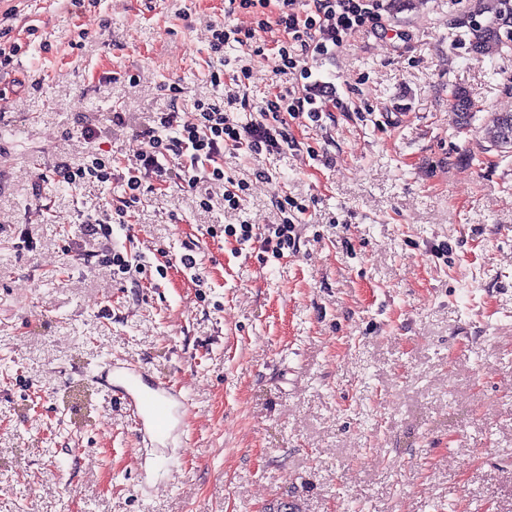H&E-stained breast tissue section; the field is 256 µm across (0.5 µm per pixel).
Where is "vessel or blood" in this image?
Instances as JSON below:
<instances>
[{"label": "vessel or blood", "mask_w": 512, "mask_h": 512, "mask_svg": "<svg viewBox=\"0 0 512 512\" xmlns=\"http://www.w3.org/2000/svg\"><path fill=\"white\" fill-rule=\"evenodd\" d=\"M108 389L135 418L137 438L151 439L158 447L169 444L189 410V401L180 391L156 382L142 368L111 377Z\"/></svg>", "instance_id": "obj_1"}]
</instances>
